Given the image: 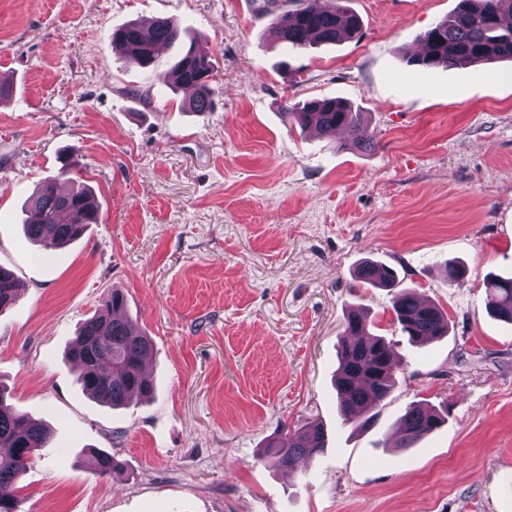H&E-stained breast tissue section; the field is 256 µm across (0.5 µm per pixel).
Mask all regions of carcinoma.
I'll list each match as a JSON object with an SVG mask.
<instances>
[{
    "label": "carcinoma",
    "mask_w": 512,
    "mask_h": 512,
    "mask_svg": "<svg viewBox=\"0 0 512 512\" xmlns=\"http://www.w3.org/2000/svg\"><path fill=\"white\" fill-rule=\"evenodd\" d=\"M346 2L331 0L324 7L318 0H299L297 8L275 17L272 28L276 42L287 52H300L361 36L362 23ZM505 15L512 16V0H459L451 17L417 35L421 50L412 61L424 68L443 65L451 69H466L493 60L512 61V25L503 23ZM183 34L178 21L162 19L148 24L130 22L112 30L108 40L118 56L148 67L160 49L181 46ZM157 82L172 91L193 86L190 110H211L214 63L195 49L181 48L174 65L158 74ZM281 110L291 125L317 133L341 128L346 133L344 145L363 152L374 149L373 139L365 134V113L354 110L342 99L286 102ZM92 210L97 212L99 207L89 188L78 185L64 189L54 179L45 181L27 202L25 234L47 249L64 247L81 239L88 225L96 223L89 217ZM355 278L392 293L393 322L409 342L425 343L448 333L443 311L410 288H396L398 275L391 266L367 259L358 266ZM22 288L13 273L0 267V312L18 300ZM486 288L490 313L512 324V277H490ZM125 309L124 294L112 290L102 307L84 322L71 348V356L80 367L83 389L113 408L152 395L142 371V363L152 351V341L128 318ZM396 384L393 343L373 334L366 316L349 310L335 376L342 421L357 429L372 428L377 418L373 409L389 397ZM9 396L7 388L0 384V488L17 484L36 451L48 447L52 439L45 425L7 404ZM444 421L442 413L433 407L409 406L401 420L402 445L410 447L420 442ZM325 447L324 426L314 420L270 441L257 460L303 475L302 462ZM95 463L100 476L109 477L122 469L121 463L107 453L99 454Z\"/></svg>",
    "instance_id": "carcinoma-1"
}]
</instances>
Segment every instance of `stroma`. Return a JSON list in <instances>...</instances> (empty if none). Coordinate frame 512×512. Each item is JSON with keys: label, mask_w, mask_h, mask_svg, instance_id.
Segmentation results:
<instances>
[{"label": "stroma", "mask_w": 512, "mask_h": 512, "mask_svg": "<svg viewBox=\"0 0 512 512\" xmlns=\"http://www.w3.org/2000/svg\"><path fill=\"white\" fill-rule=\"evenodd\" d=\"M458 0H349L361 38L283 60L287 0H0V266L23 284L0 314V381L53 430L9 490L20 512H512V325L486 311L512 276V61L409 63ZM175 18L215 65L211 112L113 56L112 29ZM341 97L368 115L370 153L289 127L282 102ZM78 158L101 221L53 251L22 232L28 197ZM445 310L442 339L409 344L391 296L359 287L364 259ZM464 265L449 284L444 264ZM153 341L149 401L113 409L68 358L112 289ZM394 344L398 384L377 425L336 410L349 306ZM446 410L411 448L410 404ZM320 420L306 476L258 462ZM121 473L102 477L95 452Z\"/></svg>", "instance_id": "1"}]
</instances>
